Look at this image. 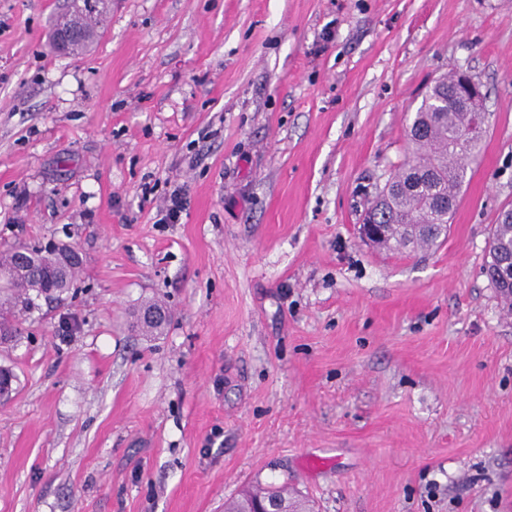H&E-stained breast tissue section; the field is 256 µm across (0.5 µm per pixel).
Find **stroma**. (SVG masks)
I'll list each match as a JSON object with an SVG mask.
<instances>
[{"mask_svg": "<svg viewBox=\"0 0 512 512\" xmlns=\"http://www.w3.org/2000/svg\"><path fill=\"white\" fill-rule=\"evenodd\" d=\"M68 3L0 0V250L79 257L0 340V512H224L256 482L315 512H512V311L483 272L512 0H112L74 54L49 42ZM453 68L486 133L447 236L363 244Z\"/></svg>", "mask_w": 512, "mask_h": 512, "instance_id": "obj_1", "label": "stroma"}]
</instances>
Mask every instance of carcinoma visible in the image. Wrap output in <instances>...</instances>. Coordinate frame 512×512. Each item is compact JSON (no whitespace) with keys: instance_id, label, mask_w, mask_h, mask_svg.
Returning a JSON list of instances; mask_svg holds the SVG:
<instances>
[{"instance_id":"1","label":"carcinoma","mask_w":512,"mask_h":512,"mask_svg":"<svg viewBox=\"0 0 512 512\" xmlns=\"http://www.w3.org/2000/svg\"><path fill=\"white\" fill-rule=\"evenodd\" d=\"M100 14L85 12L76 5L53 33V44L63 42V50L79 51L95 38ZM460 82L455 74L437 80L422 98L406 137L409 154L396 167V190L381 194L368 215L379 224H389L384 244L397 248L432 246L447 234L452 202L466 176L468 160L474 156L483 127L480 114L462 105ZM490 251L512 259V213L493 225ZM56 252H43L25 244H15L0 257V267L13 270L4 275L7 293L0 296V325L9 324L14 308H30L32 295L60 296L72 285L73 271L59 272L53 263ZM276 497L291 512H300V503L288 487L257 484L244 488L237 498L224 504V512H247L253 501Z\"/></svg>"}]
</instances>
